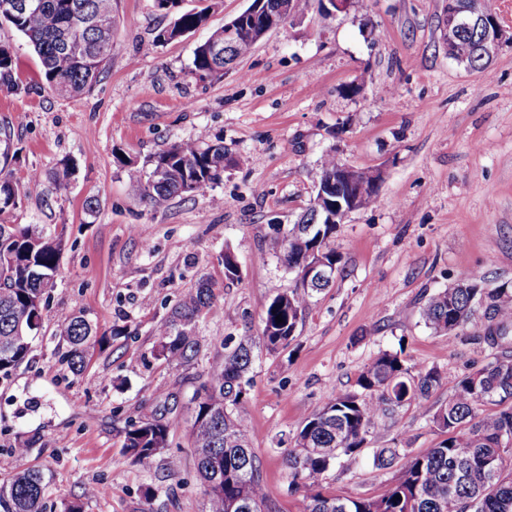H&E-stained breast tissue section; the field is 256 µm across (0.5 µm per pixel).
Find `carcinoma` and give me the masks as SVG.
I'll return each instance as SVG.
<instances>
[{
    "label": "carcinoma",
    "mask_w": 512,
    "mask_h": 512,
    "mask_svg": "<svg viewBox=\"0 0 512 512\" xmlns=\"http://www.w3.org/2000/svg\"><path fill=\"white\" fill-rule=\"evenodd\" d=\"M18 0H0V22L25 36L38 57L46 86L55 94L73 98L89 92L112 68L114 18L112 0H37L35 10L16 6ZM167 13L180 12L172 26L160 31L152 45L176 41L195 31L207 19L212 0L189 11H180L183 0H154ZM310 0H265L257 17H247L246 29L233 46L218 55L213 46L224 44V28L212 32L194 50L191 74L199 80L220 78L224 69L246 56L261 39L265 10L290 5L295 15L308 8ZM486 28L472 27L455 34L454 59L473 69L488 67L483 40ZM0 90H20L13 55L0 43ZM131 185L152 206L187 193L186 186L205 193L224 176L226 154L221 141L208 144L183 140L156 154L142 166L118 158ZM360 206L376 201L377 187L370 171L360 175ZM30 189L10 173L0 171V214L13 210L21 192ZM312 207L300 213L288 228V236L276 242L287 268L299 265L310 253H321L330 263L341 265L331 247L334 224L313 222ZM62 254V237L55 230L33 224L0 223V375L25 361L33 352L47 290L54 285ZM322 289L296 288L277 294L262 316L261 335L240 336L221 342L222 359L208 372L189 401L192 411L191 447L204 494L207 512H228V503L241 507L233 512H273L261 483L260 463L251 443V429L241 413L250 385L253 347L261 341L270 352L288 348L302 325L310 300ZM213 298L201 286L185 295L162 324L164 339L160 354L169 362H191L197 342L185 327ZM484 320L481 339L490 349L487 363L462 376L448 402L428 404L440 382L434 368L417 372L395 354L380 352L359 374L354 392L329 400L309 415L291 448L282 449L291 484L308 490L305 512H448V499L459 512H512V471L505 457H512V353L504 350L512 333V283L489 288L476 276L461 273L453 286L430 296L421 317L434 333L447 336L464 329L476 312ZM283 322H276V318ZM68 345L67 368L80 372L86 354L101 342L97 326L84 314L70 316L56 329ZM491 403L499 409L486 413ZM415 405L423 417L448 437L432 448L407 458L392 486L380 498H344L320 491L324 476L343 456L357 458L370 437V425L379 416L388 417L404 405ZM172 423L150 417L125 431L123 448L133 463L148 467L170 442ZM401 459V449L383 446L374 455L380 469ZM47 483L39 469L19 472L0 483V512H43Z\"/></svg>",
    "instance_id": "cac0c4a2"
}]
</instances>
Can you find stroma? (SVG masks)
Masks as SVG:
<instances>
[{
  "label": "stroma",
  "instance_id": "35a3bbf8",
  "mask_svg": "<svg viewBox=\"0 0 512 512\" xmlns=\"http://www.w3.org/2000/svg\"><path fill=\"white\" fill-rule=\"evenodd\" d=\"M249 4L217 0L205 26L156 47L173 16L154 0H114L112 68L74 99L53 94L27 40L0 26L21 80L19 93H0V167L20 180L40 176L0 218L64 228L36 347L0 377V453H14L11 471L44 472L45 512L76 499L84 512H206L188 402L217 339L259 334L266 306L292 287L272 243L308 206L326 154L382 170L383 179L376 203L340 225L332 246L343 270L312 298L297 339L283 352L256 353L243 410L276 512L303 510L279 440L354 390L380 351L439 370L434 406L487 362L480 319L446 338L420 311L464 271L491 287L512 282V43L474 70L443 43L446 0H352L330 18L312 0L302 19L269 32L223 77L198 80L195 47ZM184 139L223 141L224 177L205 194L152 207L116 156L141 162ZM65 162L73 170L61 186L55 173ZM227 250L240 266L233 280L221 260ZM203 283L214 298L193 328L199 352L168 363L156 329ZM78 312L110 339L73 373L55 330ZM151 415L176 425L169 448L144 468L123 442L129 425ZM371 433L355 461L325 475L324 494L380 497L396 472L374 467L376 442L414 454L442 439L412 404L375 419ZM93 485L105 494L86 497Z\"/></svg>",
  "mask_w": 512,
  "mask_h": 512
}]
</instances>
